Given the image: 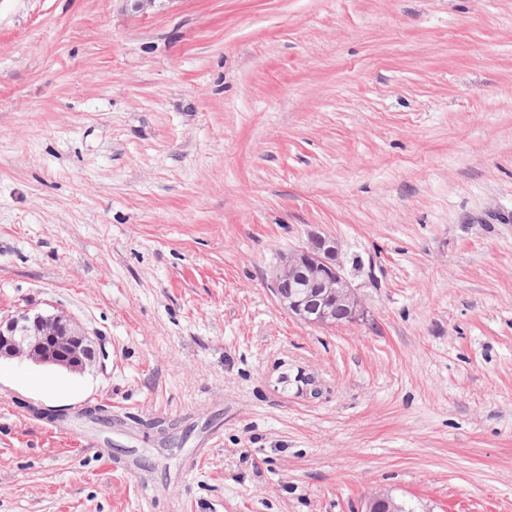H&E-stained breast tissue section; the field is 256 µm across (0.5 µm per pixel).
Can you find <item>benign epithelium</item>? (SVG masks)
Segmentation results:
<instances>
[{"instance_id": "benign-epithelium-1", "label": "benign epithelium", "mask_w": 512, "mask_h": 512, "mask_svg": "<svg viewBox=\"0 0 512 512\" xmlns=\"http://www.w3.org/2000/svg\"><path fill=\"white\" fill-rule=\"evenodd\" d=\"M271 288L299 321L336 325V308L344 307L346 323L364 320L367 311L358 289L344 276L336 238L311 232L300 247L280 257L271 272ZM105 357L93 339L63 312L25 310L0 322V359H25L35 364L83 372ZM367 512H404L388 495L375 496Z\"/></svg>"}]
</instances>
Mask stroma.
I'll list each match as a JSON object with an SVG mask.
<instances>
[{
	"instance_id": "35a3bbf8",
	"label": "stroma",
	"mask_w": 512,
	"mask_h": 512,
	"mask_svg": "<svg viewBox=\"0 0 512 512\" xmlns=\"http://www.w3.org/2000/svg\"><path fill=\"white\" fill-rule=\"evenodd\" d=\"M320 231L367 309L269 286ZM0 512H512V0H0ZM104 357L101 347L65 313L25 310L0 322V359H25L83 372Z\"/></svg>"
}]
</instances>
